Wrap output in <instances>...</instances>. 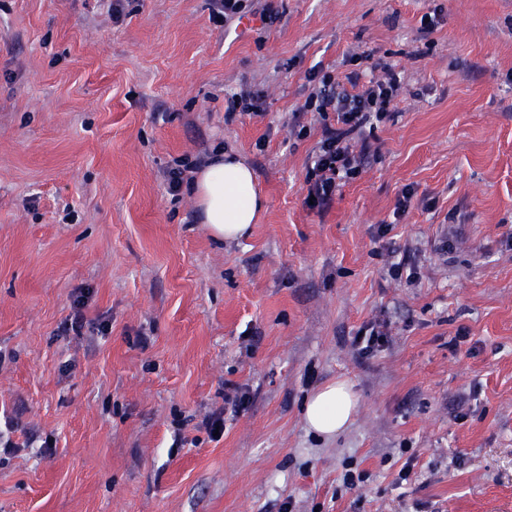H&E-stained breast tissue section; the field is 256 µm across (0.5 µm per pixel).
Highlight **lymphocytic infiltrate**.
<instances>
[{"mask_svg":"<svg viewBox=\"0 0 512 512\" xmlns=\"http://www.w3.org/2000/svg\"><path fill=\"white\" fill-rule=\"evenodd\" d=\"M306 78L315 88L303 108L318 114L324 121L322 137L311 155L306 182L314 207L323 210L331 205L339 181L354 177L359 171L362 157L351 152L347 142L349 135L363 133L367 126L388 115L399 90V81L390 72L362 92L351 94L335 77L321 73L319 68H311ZM332 112L337 115L333 125L327 122Z\"/></svg>","mask_w":512,"mask_h":512,"instance_id":"f902f5d3","label":"lymphocytic infiltrate"}]
</instances>
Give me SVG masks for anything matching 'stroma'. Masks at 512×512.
<instances>
[{
  "instance_id": "stroma-1",
  "label": "stroma",
  "mask_w": 512,
  "mask_h": 512,
  "mask_svg": "<svg viewBox=\"0 0 512 512\" xmlns=\"http://www.w3.org/2000/svg\"><path fill=\"white\" fill-rule=\"evenodd\" d=\"M125 9L0 0V412L53 442L0 456V512H512V0H254L226 24L208 0ZM366 51L400 74L396 111L319 212L306 73L364 90ZM243 91L260 113L229 114ZM218 149L265 201L238 241L163 178ZM390 248L418 282L390 278ZM79 288L108 335L64 333ZM371 321L390 342L363 357ZM337 379L358 408L320 437L304 403ZM228 381L251 402L214 441Z\"/></svg>"
}]
</instances>
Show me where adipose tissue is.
Masks as SVG:
<instances>
[{"label":"adipose tissue","instance_id":"adipose-tissue-1","mask_svg":"<svg viewBox=\"0 0 512 512\" xmlns=\"http://www.w3.org/2000/svg\"><path fill=\"white\" fill-rule=\"evenodd\" d=\"M194 186L200 221L218 239L247 235L264 207L253 169L229 153H217L211 164L197 172ZM356 407L350 384L339 379L312 394L305 405V417L311 430L332 436L347 426Z\"/></svg>","mask_w":512,"mask_h":512}]
</instances>
